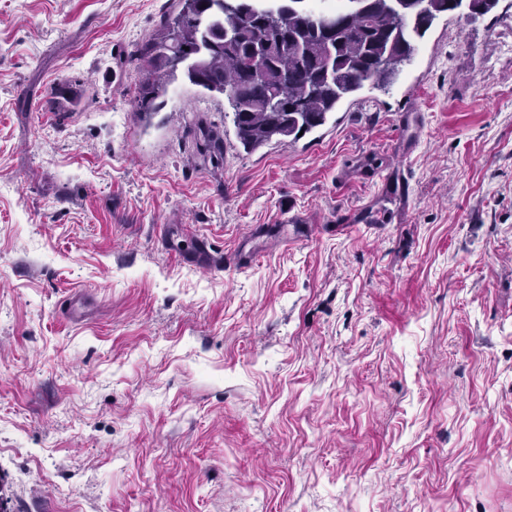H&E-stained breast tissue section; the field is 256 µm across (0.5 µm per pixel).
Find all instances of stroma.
<instances>
[{
	"label": "stroma",
	"instance_id": "obj_1",
	"mask_svg": "<svg viewBox=\"0 0 512 512\" xmlns=\"http://www.w3.org/2000/svg\"><path fill=\"white\" fill-rule=\"evenodd\" d=\"M172 6L0 0V504L512 512V0L251 153Z\"/></svg>",
	"mask_w": 512,
	"mask_h": 512
}]
</instances>
